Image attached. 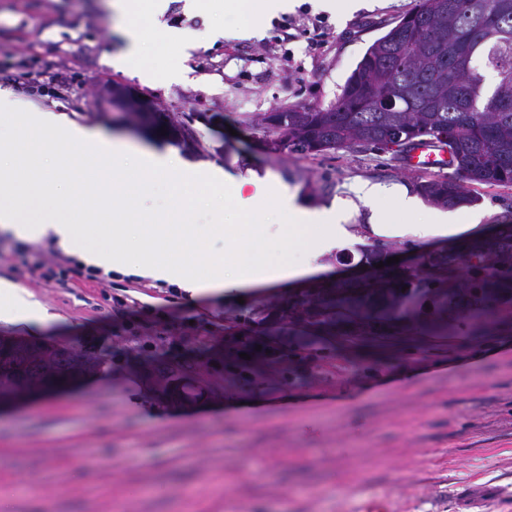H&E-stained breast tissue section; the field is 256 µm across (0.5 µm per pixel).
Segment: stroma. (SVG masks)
<instances>
[{
    "label": "stroma",
    "instance_id": "stroma-1",
    "mask_svg": "<svg viewBox=\"0 0 512 512\" xmlns=\"http://www.w3.org/2000/svg\"><path fill=\"white\" fill-rule=\"evenodd\" d=\"M416 3L346 14L292 0L243 38L235 0L193 13L168 0L143 24L153 74L143 83L102 61L124 47L104 0H0V87L138 148L171 147L235 175L276 173L311 208L365 181L413 191L433 172L375 150L274 159L246 122L334 101L369 45ZM211 27L223 39L188 50L168 40ZM21 61L57 76L58 97L26 94ZM178 66L183 80L167 81ZM116 88L178 116L183 135L135 128L112 102ZM464 188L481 223L512 224V186ZM18 244L0 236V278L57 319L0 323V336L91 350L102 365L76 387L0 413V512H362L395 487L390 512H512L511 294L481 325L467 318L470 302L441 314L424 291L412 316L374 319L366 334L344 317L328 333L280 321L297 287L255 288L228 305L171 294L148 276L62 286L21 268ZM115 295L141 313L115 308ZM180 376L200 388L197 399L171 395Z\"/></svg>",
    "mask_w": 512,
    "mask_h": 512
}]
</instances>
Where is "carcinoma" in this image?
Wrapping results in <instances>:
<instances>
[{
    "mask_svg": "<svg viewBox=\"0 0 512 512\" xmlns=\"http://www.w3.org/2000/svg\"><path fill=\"white\" fill-rule=\"evenodd\" d=\"M496 73L489 92L485 70ZM271 153L321 155L355 147L394 151L404 159L420 141L448 150L452 171L418 186L441 207L472 201L463 182L512 185V0H417L366 50L336 100L325 107L292 106L249 120ZM422 266L446 285L445 299L472 298L471 319L486 321L493 302L512 290V224L465 252L451 250L419 256ZM480 274L461 288L463 262ZM414 274L378 271L374 285L348 281L319 288L323 299L297 301L280 310L284 319L331 327L341 315L367 326L372 302L393 314L414 303L402 291ZM69 374L67 360L48 350L35 358L16 350L0 359V385L23 377L58 381Z\"/></svg>",
    "mask_w": 512,
    "mask_h": 512,
    "instance_id": "1",
    "label": "carcinoma"
}]
</instances>
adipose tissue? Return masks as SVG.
<instances>
[{
    "mask_svg": "<svg viewBox=\"0 0 512 512\" xmlns=\"http://www.w3.org/2000/svg\"><path fill=\"white\" fill-rule=\"evenodd\" d=\"M163 0H110L111 16L126 42L124 51L107 56L112 66L139 72L142 28L136 19L140 5L161 9ZM0 234L28 241L52 239L82 262L122 275H143L178 285L189 297L207 293L237 300L256 284H284L320 272L341 251L358 253L368 245L391 241L445 240L456 245L484 239L485 228L472 218L423 209L415 196L399 185L365 182L352 196L339 197L322 209L302 204L296 190L281 188L275 197L282 215L278 224L265 223L247 188H260L257 177L232 181V195L243 213L239 223L217 225L224 235V254L203 255L207 228L194 224L197 195L223 185L224 172L193 171L172 150L142 152L125 141L53 109L22 110L9 90L0 88ZM66 148L72 161H84L80 178L66 194L42 166L50 146ZM171 179L169 205L153 214L148 237L134 235L128 217L152 179ZM115 204L112 240L90 243L85 224L102 201ZM370 211L366 223H349L358 205ZM53 316L32 294L0 279V322L46 323Z\"/></svg>",
    "mask_w": 512,
    "mask_h": 512,
    "instance_id": "adipose-tissue-1",
    "label": "adipose tissue"
}]
</instances>
